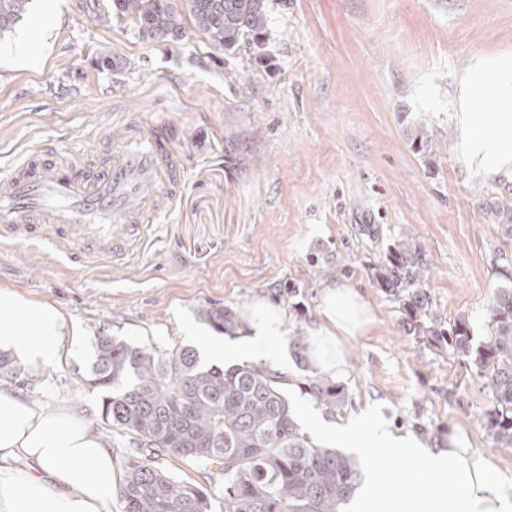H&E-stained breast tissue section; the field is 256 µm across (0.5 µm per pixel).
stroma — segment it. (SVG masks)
<instances>
[{
    "mask_svg": "<svg viewBox=\"0 0 512 512\" xmlns=\"http://www.w3.org/2000/svg\"><path fill=\"white\" fill-rule=\"evenodd\" d=\"M55 5L52 31L37 22L44 0H32L0 38V176L39 144L93 154L129 117L168 126L187 175L125 260L75 269L38 242L0 248V289L54 303L78 329L53 363L23 365L14 387L84 417L125 459L88 382L98 332L198 350L214 332L201 310L266 296L288 314L282 390L309 434L327 416L301 389L313 373L301 332L318 321L323 289L346 284L375 324L344 340L335 382L349 401L336 423L364 413L429 448L458 435L512 484V445L489 427L492 395L471 360L409 334L375 279L406 236L427 255L435 308L465 318L474 343L491 329L512 242L489 206L512 203V182L467 175L452 102L477 57L512 55V0H269L267 29L234 52L191 27L172 42L139 39L109 0ZM22 40L40 48L37 64L17 63ZM103 54L111 72L94 67Z\"/></svg>",
    "mask_w": 512,
    "mask_h": 512,
    "instance_id": "stroma-1",
    "label": "stroma"
}]
</instances>
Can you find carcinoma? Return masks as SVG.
Returning a JSON list of instances; mask_svg holds the SVG:
<instances>
[{"label": "carcinoma", "mask_w": 512, "mask_h": 512, "mask_svg": "<svg viewBox=\"0 0 512 512\" xmlns=\"http://www.w3.org/2000/svg\"><path fill=\"white\" fill-rule=\"evenodd\" d=\"M31 0H0V38L11 32ZM147 41H174L186 24L227 51L256 39L268 22V0H111ZM502 236L512 242V205L495 207ZM426 256L409 238L395 241L378 266L376 282L400 302L410 332L473 357L476 373L492 389L489 418L498 440L512 444V286L495 297L494 325L473 346L469 325L436 313L424 289ZM214 328L235 327L228 307L202 311ZM90 384L102 389L103 420L126 439L119 497L122 512H213L209 490L174 477L173 455L215 465L224 476V512H342L362 475L358 464L334 448L310 441L296 421L276 377L253 366H208L191 347L151 351L109 331L95 341ZM21 373L0 352V381ZM324 413L346 408L344 389L321 375L303 383Z\"/></svg>", "instance_id": "cac0c4a2"}]
</instances>
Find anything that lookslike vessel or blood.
Here are the masks:
<instances>
[{
    "label": "vessel or blood",
    "mask_w": 512,
    "mask_h": 512,
    "mask_svg": "<svg viewBox=\"0 0 512 512\" xmlns=\"http://www.w3.org/2000/svg\"><path fill=\"white\" fill-rule=\"evenodd\" d=\"M104 157L64 163L34 150L0 179V244L51 243L75 266L130 256L180 195L185 162L164 127L133 118Z\"/></svg>",
    "instance_id": "1"
}]
</instances>
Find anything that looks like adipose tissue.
Here are the masks:
<instances>
[{"mask_svg":"<svg viewBox=\"0 0 512 512\" xmlns=\"http://www.w3.org/2000/svg\"><path fill=\"white\" fill-rule=\"evenodd\" d=\"M488 103L476 112L473 102ZM456 152L469 176L484 183L512 181V55L478 57L457 78L453 107ZM288 316L269 299L246 305L238 318L233 347L207 342L209 356H283L276 345L286 334ZM369 303L345 285L323 290L320 319L304 337L307 358L329 377L347 367L343 337L364 334L374 325ZM65 320L48 302L0 289V349L33 364L54 362L62 349ZM328 439L348 447L363 445L395 455L426 477L408 512H512V485H504L488 461L449 435L444 448H424L411 436L360 419L351 429L326 426ZM120 471L105 439L83 417L65 407H47L0 384V512H113ZM394 488L384 472L373 473L358 489L347 512H393Z\"/></svg>","mask_w":512,"mask_h":512,"instance_id":"adipose-tissue-1","label":"adipose tissue"}]
</instances>
